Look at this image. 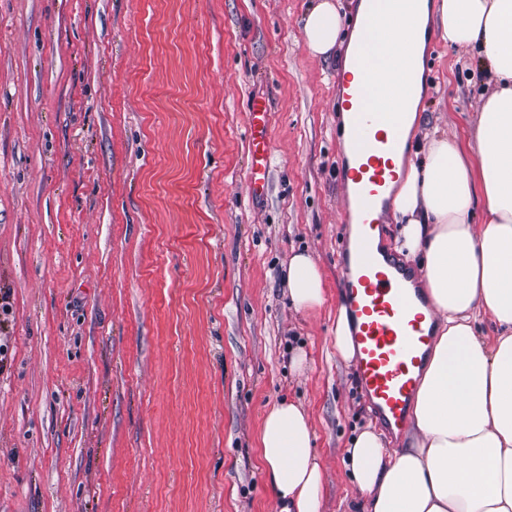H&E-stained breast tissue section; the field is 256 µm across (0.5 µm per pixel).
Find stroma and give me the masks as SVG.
<instances>
[{
    "label": "stroma",
    "instance_id": "stroma-1",
    "mask_svg": "<svg viewBox=\"0 0 512 512\" xmlns=\"http://www.w3.org/2000/svg\"><path fill=\"white\" fill-rule=\"evenodd\" d=\"M310 5L0 0V512H281L259 429L284 399L316 435L321 512H354L345 450L373 418L332 347L349 36L312 54ZM481 67L430 26L406 158L432 126L474 133ZM298 251L325 277L307 315L282 282ZM250 114L252 120L248 131L252 154L247 187L252 197L257 199L263 197L266 192L271 167V156L267 148V106L265 102L254 98Z\"/></svg>",
    "mask_w": 512,
    "mask_h": 512
}]
</instances>
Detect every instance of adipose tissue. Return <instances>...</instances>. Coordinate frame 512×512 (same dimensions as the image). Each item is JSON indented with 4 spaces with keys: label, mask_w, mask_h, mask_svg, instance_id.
<instances>
[{
    "label": "adipose tissue",
    "mask_w": 512,
    "mask_h": 512,
    "mask_svg": "<svg viewBox=\"0 0 512 512\" xmlns=\"http://www.w3.org/2000/svg\"><path fill=\"white\" fill-rule=\"evenodd\" d=\"M449 44L475 49L494 91L483 98L469 141L433 129L420 161L398 168L392 248L421 259L437 317L401 447L367 426L346 453L360 491L358 512H512V0H424L413 38L424 50L429 21ZM309 50L335 47L334 0H314L303 18ZM481 200L482 224L470 208ZM296 311L326 302L321 269L305 252L285 270ZM494 335H478L483 319ZM302 404L263 416L260 456L284 512H320L324 474Z\"/></svg>",
    "instance_id": "adipose-tissue-1"
}]
</instances>
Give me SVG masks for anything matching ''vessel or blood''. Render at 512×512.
I'll use <instances>...</instances> for the list:
<instances>
[{
    "label": "vessel or blood",
    "mask_w": 512,
    "mask_h": 512,
    "mask_svg": "<svg viewBox=\"0 0 512 512\" xmlns=\"http://www.w3.org/2000/svg\"><path fill=\"white\" fill-rule=\"evenodd\" d=\"M359 2L357 34L336 73L335 108L342 126L337 178L346 201L341 272L357 345L355 381L392 433L406 425L416 374L433 341L434 316L423 290L388 258L375 234L396 178L404 114L415 92L416 16L407 0ZM251 116L247 187L260 198L271 167L265 102L253 100Z\"/></svg>",
    "instance_id": "b4317fda"
}]
</instances>
